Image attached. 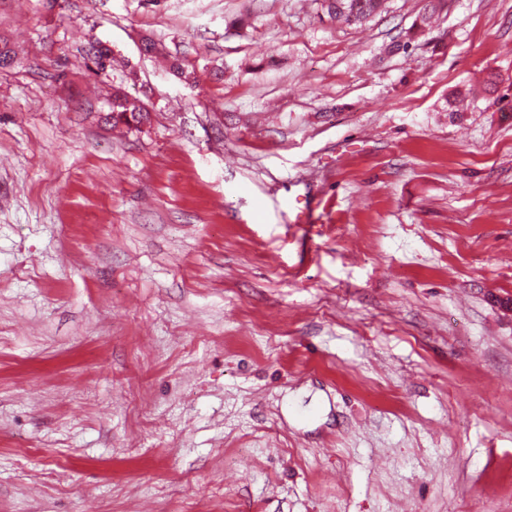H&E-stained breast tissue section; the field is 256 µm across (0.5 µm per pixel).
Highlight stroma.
I'll list each match as a JSON object with an SVG mask.
<instances>
[{
	"label": "stroma",
	"mask_w": 512,
	"mask_h": 512,
	"mask_svg": "<svg viewBox=\"0 0 512 512\" xmlns=\"http://www.w3.org/2000/svg\"><path fill=\"white\" fill-rule=\"evenodd\" d=\"M427 5L0 0V512H512V0ZM330 18L347 26L363 25L381 11L385 0H319ZM148 111L138 99L126 93H112V111L107 115V121H112V127L123 125L128 129H139L148 121Z\"/></svg>",
	"instance_id": "35a3bbf8"
}]
</instances>
